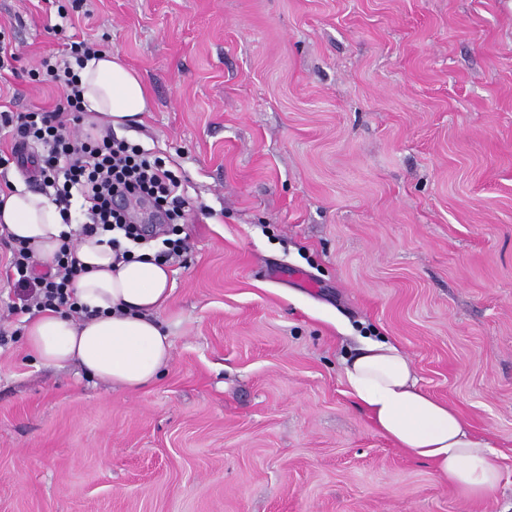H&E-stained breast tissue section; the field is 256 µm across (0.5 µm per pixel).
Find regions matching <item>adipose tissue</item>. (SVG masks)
I'll return each instance as SVG.
<instances>
[{
  "label": "adipose tissue",
  "mask_w": 512,
  "mask_h": 512,
  "mask_svg": "<svg viewBox=\"0 0 512 512\" xmlns=\"http://www.w3.org/2000/svg\"><path fill=\"white\" fill-rule=\"evenodd\" d=\"M92 135L141 123L149 95L118 52L103 49L78 71ZM66 229L48 197L18 186L0 192V233L31 248L51 266ZM74 256L84 271L73 283L89 318L44 311L24 331L27 348L48 365L75 364L89 375L133 392L151 384L171 358L172 340L159 317L173 289L168 263L153 253L118 259L99 236H82ZM352 396L399 447L430 462L437 477L470 496L493 494L501 474L496 450L454 409L418 384L409 357L388 341L365 340L344 363Z\"/></svg>",
  "instance_id": "ef3b65f1"
}]
</instances>
